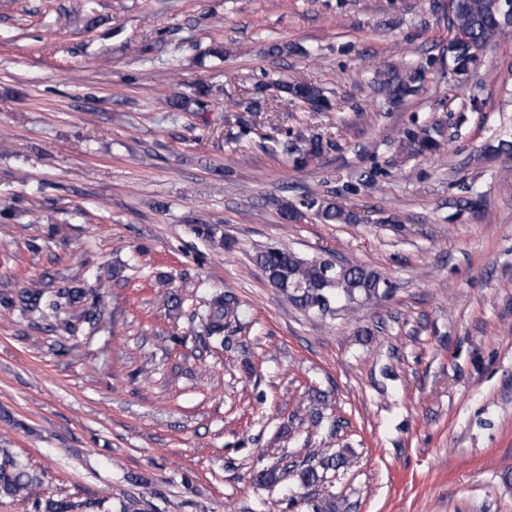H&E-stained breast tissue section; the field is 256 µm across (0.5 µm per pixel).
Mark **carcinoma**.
Instances as JSON below:
<instances>
[{
    "mask_svg": "<svg viewBox=\"0 0 512 512\" xmlns=\"http://www.w3.org/2000/svg\"><path fill=\"white\" fill-rule=\"evenodd\" d=\"M508 10V0H452L448 10V29L453 36L448 40V56L457 74L467 73L476 50L512 33L502 23ZM274 88L278 98L285 96L307 104L323 101L321 89L311 83L281 81ZM209 95V86L200 83L195 85L193 96L169 97L163 105L170 110H183L192 103L202 111L207 106ZM406 138L415 153L423 154L440 149L442 132L435 125H424L406 131ZM281 151L294 163L302 165L324 151V140L320 136L298 134L284 141ZM313 205L317 206V216L327 224H355L359 221L356 213L334 202L322 199ZM255 259L270 285L292 304L322 315L351 312L386 296L391 288L378 271L363 265L309 261L276 247L258 251ZM40 296L41 292L36 289L27 291L16 300L0 296V305L13 307L19 303L23 310L35 311ZM236 305L235 298L226 292L211 298L203 313L199 314L208 336L224 340L225 328L237 317ZM350 461L351 457L342 449L321 457L315 464L310 459L301 467L295 462L277 464L258 472L256 480L260 483L274 482L293 472L301 486L310 487L320 481L319 470H338L348 466ZM34 483L36 477L29 464L10 449L0 448V498L27 499ZM74 508L73 503L49 491L35 502L36 512H74Z\"/></svg>",
    "mask_w": 512,
    "mask_h": 512,
    "instance_id": "1",
    "label": "carcinoma"
}]
</instances>
